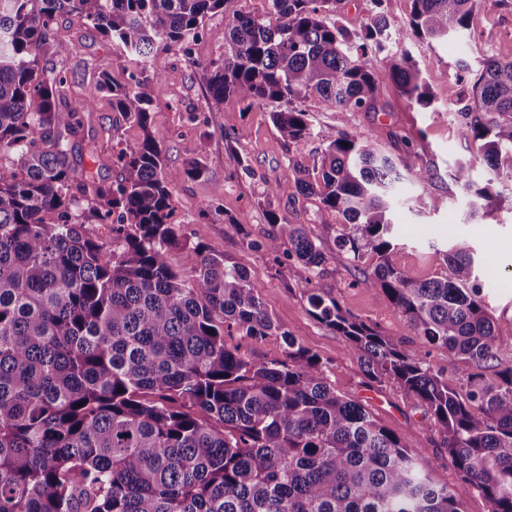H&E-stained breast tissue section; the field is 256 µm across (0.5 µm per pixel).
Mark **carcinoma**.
Here are the masks:
<instances>
[{"mask_svg": "<svg viewBox=\"0 0 512 512\" xmlns=\"http://www.w3.org/2000/svg\"><path fill=\"white\" fill-rule=\"evenodd\" d=\"M240 0H0V512H463L477 494L488 512H512V365L484 377L501 347L466 239L441 252L447 273L419 280L397 265L392 195L404 158L350 129L377 107L373 57L391 38L393 0L358 36L333 19L341 0H267L263 15ZM406 35L438 39L468 30L475 0H412ZM224 14V62L208 107L235 97L270 112L280 136L300 143L312 120L298 102L329 101L340 125L319 169L299 161L285 177L342 218L337 241L387 294L422 343L457 357L461 385L427 357L311 288L308 313L342 336L371 384L397 382L431 416L458 483L434 473L374 418L336 391L318 356L286 341L284 357L257 361L250 346L285 336L260 286L224 256L198 246L190 281L173 267L180 225L177 183L204 164L164 163L149 128L154 47L183 48L207 15ZM77 16L107 37L131 67L104 74L72 99L66 77H44V57L66 56L54 21ZM388 78L410 102L432 95L403 52ZM112 93V110L143 138L119 150L106 185L72 160L70 141ZM474 106L458 135L481 142L486 186L471 167L453 179L474 201L512 180V60L484 59ZM112 225L109 241L83 233ZM263 247L319 279L327 257L303 224L268 215ZM288 250L283 251V244Z\"/></svg>", "mask_w": 512, "mask_h": 512, "instance_id": "carcinoma-1", "label": "carcinoma"}]
</instances>
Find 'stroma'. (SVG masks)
Returning <instances> with one entry per match:
<instances>
[{
	"label": "stroma",
	"instance_id": "obj_1",
	"mask_svg": "<svg viewBox=\"0 0 512 512\" xmlns=\"http://www.w3.org/2000/svg\"><path fill=\"white\" fill-rule=\"evenodd\" d=\"M411 10L412 0H394L392 40L374 59L382 76L377 108L354 113L352 125L362 137L402 155L411 170L432 174L431 194H422L411 179L395 191L389 217L400 243L398 263L414 278L444 275L441 249L456 239H469L496 334L504 342L498 362L505 367L512 364V206L506 202L512 196V181L497 186L503 203H485L475 215L472 196L452 174L459 162L466 161L472 180L479 183L485 177L480 144L459 137L458 114L473 102L472 86L481 59H512V0H477L465 35L444 42L404 37ZM54 36L72 51L63 57L47 56L46 68L67 77L73 97L83 96L101 73L121 76L124 59L113 52L106 37L77 17L59 19ZM405 51L429 85L430 107L410 103L386 77L393 60ZM223 58L224 15L220 12L206 17L188 52L160 45L150 57L151 70L160 76L149 107L150 123L161 139L165 163L179 168L194 156L206 165L203 177L174 188L182 240L171 253L173 266L184 279H191L198 264L196 249L202 246L244 268L260 286L266 309L284 331L283 336H270L254 345V357H282L284 339L292 337L327 363L338 392L367 404L379 423L393 430L422 462L439 475H449L440 437L431 429V418L424 409L393 381L366 386L358 359L342 337L309 315L308 271L294 261L275 264L270 255L246 245L250 239L263 240L268 211L286 217L289 223L305 225L320 239L327 257L326 274L313 285L331 289L344 309L377 324L406 348L420 350L418 336L383 291L356 286L358 271L336 243L340 217L320 209L315 199L301 196L284 177L287 164L294 160L312 169L320 167L325 148L321 133L337 125L335 107L318 97L303 100L302 108L313 117V133L298 144L280 138L268 106L247 110L231 97L225 99L223 111H210L207 82ZM115 119L111 93L99 92L75 138L77 160L106 183L119 176L112 157L120 144H135L143 136L136 124L126 123L122 137H114Z\"/></svg>",
	"mask_w": 512,
	"mask_h": 512
}]
</instances>
